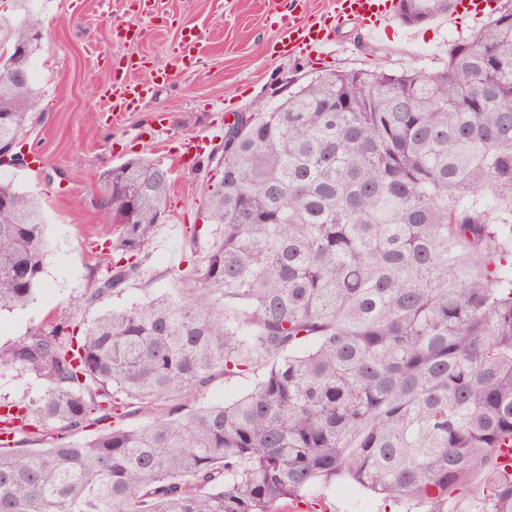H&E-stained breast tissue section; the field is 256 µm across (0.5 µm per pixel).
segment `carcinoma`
<instances>
[{"mask_svg":"<svg viewBox=\"0 0 512 512\" xmlns=\"http://www.w3.org/2000/svg\"><path fill=\"white\" fill-rule=\"evenodd\" d=\"M7 11L15 167L43 20ZM206 167L186 273L124 308L102 303L140 277L173 181L140 157L103 173L125 224L84 294L98 313L0 347V376L40 385L0 402V512H275L338 478L436 504L487 466L486 512H512V0L436 71L326 73L235 113ZM45 253L40 205L0 178V310L33 302Z\"/></svg>","mask_w":512,"mask_h":512,"instance_id":"carcinoma-1","label":"carcinoma"}]
</instances>
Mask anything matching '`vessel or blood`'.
Here are the masks:
<instances>
[{
	"label": "vessel or blood",
	"instance_id": "vessel-or-blood-1",
	"mask_svg": "<svg viewBox=\"0 0 512 512\" xmlns=\"http://www.w3.org/2000/svg\"><path fill=\"white\" fill-rule=\"evenodd\" d=\"M138 23L120 25L118 35L128 41L142 39L145 23L153 14L155 0H136ZM270 14L279 18V43L289 52L316 51L327 48L331 38L321 23L306 19L305 0H268ZM396 13L394 0H336L333 16L334 29H342L352 21L362 22L367 32H375ZM152 90L150 84L123 81L113 83L107 95L112 100L113 112L134 105Z\"/></svg>",
	"mask_w": 512,
	"mask_h": 512
}]
</instances>
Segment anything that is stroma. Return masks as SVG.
<instances>
[{
    "label": "stroma",
    "mask_w": 512,
    "mask_h": 512,
    "mask_svg": "<svg viewBox=\"0 0 512 512\" xmlns=\"http://www.w3.org/2000/svg\"><path fill=\"white\" fill-rule=\"evenodd\" d=\"M44 21L42 49L33 64L37 90L32 122L22 137L25 155L42 166L13 169L15 182L34 194L46 219L45 273L33 303L0 311V345L22 341L62 311L89 319L84 304L92 278L105 272L111 257L105 242L119 234L102 219L101 175L133 157H145L174 171L169 219L148 246L138 280L107 306H129L170 288L190 251L187 229L199 223L201 187L207 179L200 162H179L175 154L193 140L206 139L207 152L224 140L229 112H244L270 100L276 83H307L318 75L383 66L432 72L448 58L455 42L481 26L455 13L417 25L392 19L365 34L352 25L317 60L271 52L278 39L265 0H158L148 37L139 43L115 38L129 22L124 0H38ZM201 38L193 56L175 57L172 46L186 32ZM147 56L152 67L134 72L147 81L165 68L170 81L113 117L105 90L114 79L116 56ZM326 512H431V504L393 501L346 483L317 488Z\"/></svg>",
    "instance_id": "obj_1"
}]
</instances>
